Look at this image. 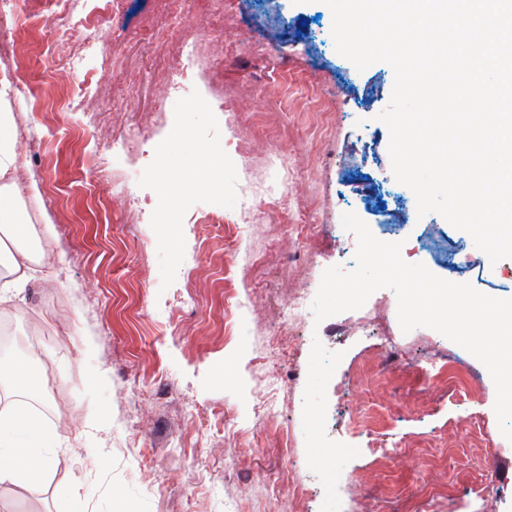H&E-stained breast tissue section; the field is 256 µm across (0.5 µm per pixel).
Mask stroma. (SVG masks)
Segmentation results:
<instances>
[{
    "label": "stroma",
    "instance_id": "obj_1",
    "mask_svg": "<svg viewBox=\"0 0 512 512\" xmlns=\"http://www.w3.org/2000/svg\"><path fill=\"white\" fill-rule=\"evenodd\" d=\"M25 10L0 37V81L21 202L31 224L51 228L44 263L56 277L0 300V317L24 334L43 329L60 401L41 409L56 432L49 476L0 486V512H320L325 490L302 427L316 339L344 354L326 391V434L359 450L338 482L341 512H512V441L477 358L434 329L403 332L388 288L323 322H288L289 297L317 293L324 271L344 266L349 211L374 233L406 225L404 261L512 298V258L482 272L471 236L418 216L395 180L378 119L392 67L360 72L337 54L321 0H177L175 25L154 0H126L120 20L105 0H85L73 20L46 0ZM193 30L204 34L197 87L181 90L176 47ZM98 89L107 95L90 110L68 109ZM212 92L241 115L248 162L205 103ZM321 100L336 104L326 125ZM216 149L224 168L212 188L200 175ZM276 156L288 166V211L243 212ZM166 183L192 186L177 210ZM432 236L463 247L466 270L415 249ZM385 340L403 360L382 374ZM423 365L448 381H426ZM93 369L102 384L88 383ZM375 431L391 467L373 451Z\"/></svg>",
    "mask_w": 512,
    "mask_h": 512
}]
</instances>
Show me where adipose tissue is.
<instances>
[{
    "instance_id": "1",
    "label": "adipose tissue",
    "mask_w": 512,
    "mask_h": 512,
    "mask_svg": "<svg viewBox=\"0 0 512 512\" xmlns=\"http://www.w3.org/2000/svg\"><path fill=\"white\" fill-rule=\"evenodd\" d=\"M16 132L11 113L0 112V286L12 288L28 277L27 247L32 226L19 208L11 174L16 163ZM54 432L37 413L17 410L0 417V485L39 480L52 466L45 455Z\"/></svg>"
}]
</instances>
